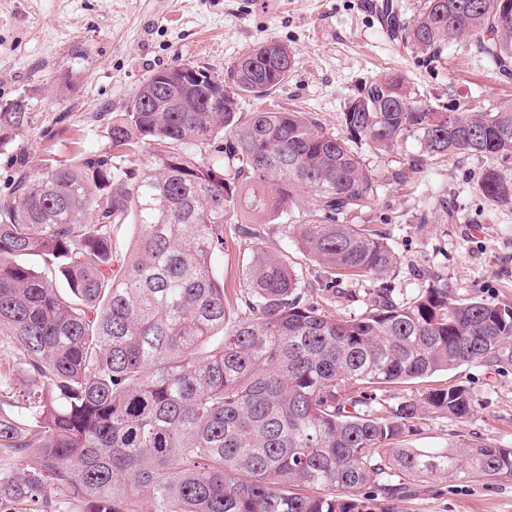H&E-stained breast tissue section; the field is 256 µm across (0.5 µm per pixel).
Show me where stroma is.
I'll return each mask as SVG.
<instances>
[{"label":"stroma","instance_id":"1","mask_svg":"<svg viewBox=\"0 0 512 512\" xmlns=\"http://www.w3.org/2000/svg\"><path fill=\"white\" fill-rule=\"evenodd\" d=\"M367 0H0V104L25 99L30 121L0 149V190L15 154L30 162L63 163L102 153L113 115L127 111L154 71L191 62L218 74L263 42L295 51L287 82L270 96L283 109L312 113L341 131L342 111L368 80L401 74L418 99L455 110L473 101L490 107L512 98V76L493 72L470 41L461 40L434 61L391 39ZM356 151L378 177L366 208L347 220L376 230L399 262L384 281H340L342 296L328 299L340 316L365 311L384 283L398 298L440 277L451 297L479 298L512 307V204H495L478 190L490 169L512 173V157L453 153L424 156L415 138L390 151ZM418 167H410L412 159ZM405 171L403 181L392 178ZM268 246L284 253L304 283L322 280L285 224L265 225ZM255 242L224 232L216 271L227 294L242 288ZM437 388L463 385L472 415L459 422L423 416L404 445L426 451L483 441L512 448V362L468 364L434 375ZM372 512H512V478L486 476L467 483L416 482L408 495L380 498Z\"/></svg>","mask_w":512,"mask_h":512}]
</instances>
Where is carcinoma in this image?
I'll return each instance as SVG.
<instances>
[{"instance_id": "cac0c4a2", "label": "carcinoma", "mask_w": 512, "mask_h": 512, "mask_svg": "<svg viewBox=\"0 0 512 512\" xmlns=\"http://www.w3.org/2000/svg\"><path fill=\"white\" fill-rule=\"evenodd\" d=\"M398 34L431 60L468 38L507 75L512 0H423ZM273 44L283 56L252 49L224 93V77L199 67L183 104L157 95L154 72L112 118L106 152L70 164L15 157L0 194V335L26 379L22 401L0 399V447L19 456L0 476V512H60L62 499L80 512H369L371 497L401 493L397 471L512 477V448L395 447L426 414L466 421V387H427L395 405L364 392L512 361L511 307L457 301L435 279L402 301L376 288L364 312L336 317L255 229L246 288L229 297L215 271L224 225L285 217L323 268L318 287L384 279L394 251L345 222L377 190L352 145L385 151L413 136L431 157L508 158L512 100L448 114L395 74L358 90L337 133L295 110L243 119L241 98L264 99L288 79L294 50ZM144 98L151 111H135ZM29 119L23 99L0 105V148ZM220 133L224 145L206 156ZM478 188L512 203L509 173L488 170ZM117 224L137 226L129 252L112 247Z\"/></svg>"}]
</instances>
